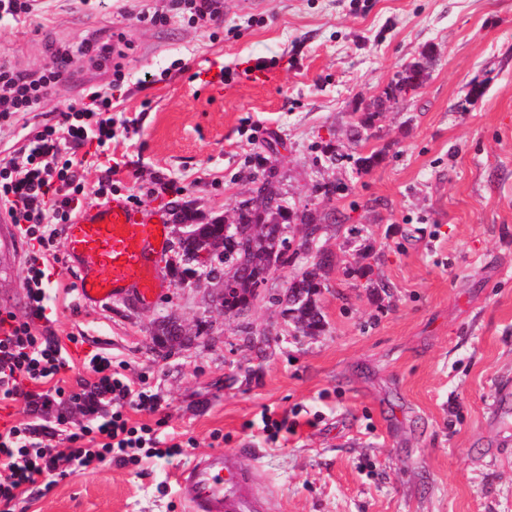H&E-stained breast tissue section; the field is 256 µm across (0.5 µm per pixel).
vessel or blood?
<instances>
[{
    "label": "vessel or blood",
    "mask_w": 512,
    "mask_h": 512,
    "mask_svg": "<svg viewBox=\"0 0 512 512\" xmlns=\"http://www.w3.org/2000/svg\"><path fill=\"white\" fill-rule=\"evenodd\" d=\"M64 251L72 265L83 268L78 285L81 299L100 303L131 297L150 301L162 285L152 259L162 251L158 227L142 223L137 212L115 197L65 225ZM19 249L11 225L0 226V272ZM191 512H269L271 496L235 450L194 457L176 476Z\"/></svg>",
    "instance_id": "vessel-or-blood-1"
}]
</instances>
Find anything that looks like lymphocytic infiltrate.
Returning a JSON list of instances; mask_svg holds the SVG:
<instances>
[{
  "label": "lymphocytic infiltrate",
  "mask_w": 512,
  "mask_h": 512,
  "mask_svg": "<svg viewBox=\"0 0 512 512\" xmlns=\"http://www.w3.org/2000/svg\"><path fill=\"white\" fill-rule=\"evenodd\" d=\"M39 77L0 64V129L37 111L64 78V54ZM112 95L91 86L81 99L59 111L54 122L29 132L20 160L0 163V209L28 240L24 315L0 311V402H23L29 416L0 430V512H13L19 498L41 492L47 477H62L109 461L127 465L139 457L181 455L183 442L164 434L162 401L136 381L114 370L111 357L92 355L76 389L58 375L69 370L63 344L44 335L50 323L47 286L59 247L60 225L70 223L83 191L82 173L94 158L77 157L76 145L90 141L109 151L114 136ZM155 415L135 422L130 412ZM65 449L52 448L55 438Z\"/></svg>",
  "instance_id": "obj_1"
}]
</instances>
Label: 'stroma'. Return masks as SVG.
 Returning a JSON list of instances; mask_svg holds the SVG:
<instances>
[{
  "label": "stroma",
  "instance_id": "obj_1",
  "mask_svg": "<svg viewBox=\"0 0 512 512\" xmlns=\"http://www.w3.org/2000/svg\"><path fill=\"white\" fill-rule=\"evenodd\" d=\"M217 9L201 21L179 0H36L26 22L0 20V63L37 74L53 49L70 55L68 78L28 127L123 67L112 103L136 128H115L112 186L144 223L167 227L154 257L162 291L149 304L85 305L76 272L58 263L49 332L74 366L106 353L145 378L167 431L193 441L170 460L57 479L15 512H189L176 473L235 448L271 512H512V403L491 408L512 383V0ZM145 10L166 23L141 20ZM87 39L113 46L116 62L80 52ZM426 52L429 79L383 100ZM372 104L371 136L354 142L350 127ZM374 149L384 161L357 170ZM268 178L292 227L326 216L317 245L334 265L314 336L295 332L280 302L304 257L273 272L241 317L218 309L217 282L182 272L177 212L233 220ZM166 316L192 335L158 345ZM266 415L294 432L264 431Z\"/></svg>",
  "mask_w": 512,
  "mask_h": 512
}]
</instances>
